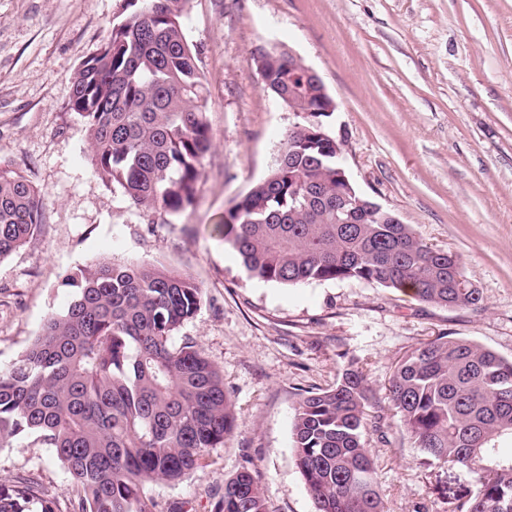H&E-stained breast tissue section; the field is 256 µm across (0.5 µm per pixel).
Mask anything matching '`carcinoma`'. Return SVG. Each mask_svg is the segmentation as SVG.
I'll return each instance as SVG.
<instances>
[{
	"label": "carcinoma",
	"instance_id": "1",
	"mask_svg": "<svg viewBox=\"0 0 512 512\" xmlns=\"http://www.w3.org/2000/svg\"><path fill=\"white\" fill-rule=\"evenodd\" d=\"M187 0H127L100 51L78 70L71 109L84 121L92 165L151 214L194 205L213 141L199 57L183 32ZM262 84L294 112L323 97L295 80L288 52L252 51ZM329 112L288 130L276 168L236 200L218 225L250 277L297 286L355 279L411 287L422 301L480 308L463 288L456 255L424 244L394 214L338 176ZM360 199L351 212L337 193ZM40 191L0 169V259L30 243L42 224ZM76 292L16 360L0 367V442L31 438L53 451L78 488L74 512H156L149 483L196 468L234 427L231 399L213 363L176 332L196 314L201 286L150 263L97 261L67 277ZM394 415L421 464L478 473L475 492L448 512H512V360L469 340L439 336L402 358L388 379ZM387 417L364 372L349 368L331 389L301 395L295 462L315 512H386L366 446ZM0 512H57L23 480L0 485ZM219 512H266L261 488L240 471L224 483Z\"/></svg>",
	"mask_w": 512,
	"mask_h": 512
}]
</instances>
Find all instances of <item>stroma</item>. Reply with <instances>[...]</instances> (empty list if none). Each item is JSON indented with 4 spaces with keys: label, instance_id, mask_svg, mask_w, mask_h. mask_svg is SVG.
Returning a JSON list of instances; mask_svg holds the SVG:
<instances>
[{
    "label": "stroma",
    "instance_id": "1",
    "mask_svg": "<svg viewBox=\"0 0 512 512\" xmlns=\"http://www.w3.org/2000/svg\"><path fill=\"white\" fill-rule=\"evenodd\" d=\"M126 0H0V168L43 198L35 241L0 260V366L13 361L74 290L64 278L96 260L149 262L203 289L190 337L219 369L235 425L176 483L144 492L166 512H219L224 482L249 470L267 512H314L295 465L303 391L361 367L378 400L395 363L436 336L512 359V0H188L184 34L199 54L214 148L194 206L151 215L93 171L71 109L73 78L96 55ZM292 52L337 108L325 124L357 189L459 257L479 309H443L359 280L283 286L251 278L216 226L276 166L301 116L265 92L256 46ZM387 512H446L473 472L420 466L398 428L369 436ZM26 479L72 512L77 491L51 449L0 447V484Z\"/></svg>",
    "mask_w": 512,
    "mask_h": 512
}]
</instances>
